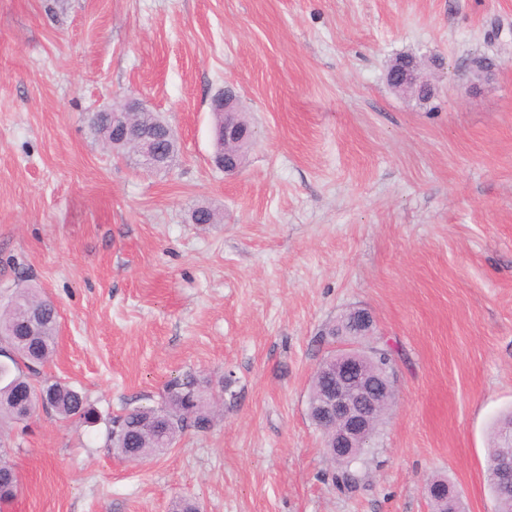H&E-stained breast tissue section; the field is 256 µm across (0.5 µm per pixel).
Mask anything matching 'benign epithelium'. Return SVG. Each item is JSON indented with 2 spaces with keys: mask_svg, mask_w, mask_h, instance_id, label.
<instances>
[{
  "mask_svg": "<svg viewBox=\"0 0 512 512\" xmlns=\"http://www.w3.org/2000/svg\"><path fill=\"white\" fill-rule=\"evenodd\" d=\"M146 111V105L137 98L129 99L120 108L112 107V144L129 150L141 159L143 166L152 168L155 166L152 141L126 120L130 112ZM212 112L215 116H223L222 122L214 123L217 127L215 156L219 158L218 168L232 175L239 166L224 164V145L250 137L251 131L233 119V101L224 98L222 93L213 99ZM370 352L374 354L376 350L371 347L366 351L350 345L320 365L321 372L333 382L323 388L319 402L312 406V413L315 425L324 432L330 431L324 448L332 457L352 460L359 455V449L370 447L374 414L386 397L394 393L391 378L381 373L372 377L363 373L361 362ZM502 441L503 454L492 468L498 477L500 494L512 497V424L504 427Z\"/></svg>",
  "mask_w": 512,
  "mask_h": 512,
  "instance_id": "benign-epithelium-1",
  "label": "benign epithelium"
}]
</instances>
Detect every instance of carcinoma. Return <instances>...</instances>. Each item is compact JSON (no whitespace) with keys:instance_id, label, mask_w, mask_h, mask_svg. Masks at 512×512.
I'll use <instances>...</instances> for the list:
<instances>
[{"instance_id":"cac0c4a2","label":"carcinoma","mask_w":512,"mask_h":512,"mask_svg":"<svg viewBox=\"0 0 512 512\" xmlns=\"http://www.w3.org/2000/svg\"><path fill=\"white\" fill-rule=\"evenodd\" d=\"M135 120L144 127L153 126L147 114ZM97 136L112 131V113L98 112L90 120ZM155 127V126H153ZM155 149L162 155L171 154V140L166 131L155 127ZM37 308L42 315L41 331L37 336L27 334L20 313L22 308ZM58 312L55 304L36 288L18 291L8 306L0 312V326L7 344L5 360H0V418L16 419V391L32 385L31 377L54 355ZM327 335L342 341H356L355 316L346 313L328 329ZM42 392L48 410L65 422L81 421L93 424L96 411L86 396L73 386L60 381H43ZM215 405L204 393L199 380L192 374L176 378L167 384L164 404L158 407H134L112 420L108 433L110 447L127 461H143L169 449L176 439L191 429L205 432L210 429ZM9 451L0 448V504L11 502L19 491L17 470L10 462ZM332 479L338 487H352L358 482L355 470L336 459Z\"/></svg>"}]
</instances>
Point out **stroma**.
<instances>
[{"label":"stroma","instance_id":"obj_1","mask_svg":"<svg viewBox=\"0 0 512 512\" xmlns=\"http://www.w3.org/2000/svg\"><path fill=\"white\" fill-rule=\"evenodd\" d=\"M440 59L426 101L390 62ZM477 56L495 74L472 83ZM254 132L214 167L211 102ZM128 97L180 148L146 171L89 121ZM201 205L220 216L196 224ZM59 311L43 377L93 426L0 421L22 489L0 512H430L444 478L497 512L491 435L512 411V0H0V304ZM359 307L395 353L391 411L340 491L308 414L311 377ZM192 372L224 402L141 463L110 418ZM327 336H331L334 340L342 341H358L357 329L355 326V316L346 313L336 321L334 325L327 331Z\"/></svg>","mask_w":512,"mask_h":512}]
</instances>
